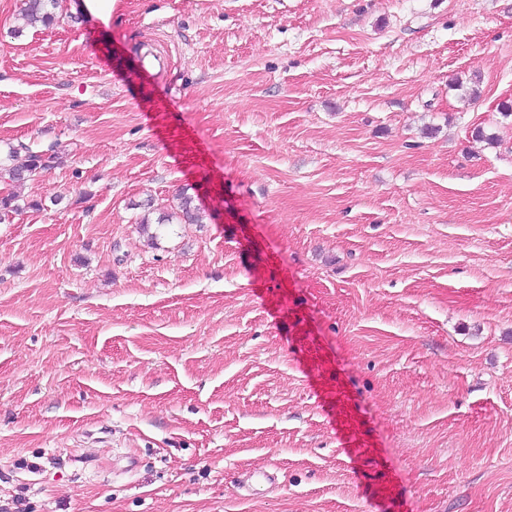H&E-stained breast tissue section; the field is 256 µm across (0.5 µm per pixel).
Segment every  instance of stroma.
<instances>
[{"instance_id":"35a3bbf8","label":"stroma","mask_w":512,"mask_h":512,"mask_svg":"<svg viewBox=\"0 0 512 512\" xmlns=\"http://www.w3.org/2000/svg\"><path fill=\"white\" fill-rule=\"evenodd\" d=\"M20 6L0 512H512V0ZM59 0H23L22 14L29 26H47L56 19ZM70 9L90 18H96L106 23L112 17V11L117 0H71ZM56 161V155L52 149L45 152H31L28 155L27 163L21 167L3 165L0 161V174L11 189L0 195V215L18 214L28 203L25 204L17 189L22 187L36 173L52 168ZM23 202V205L20 203ZM179 202L177 205L176 218L184 224H200L202 223V213L200 208L195 204V199L193 196L187 194L183 191L179 198Z\"/></svg>"}]
</instances>
